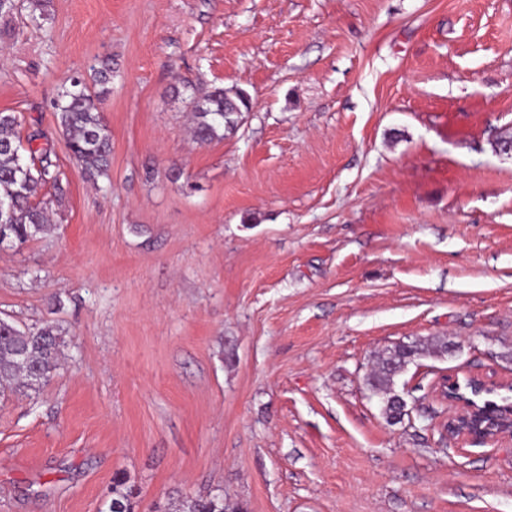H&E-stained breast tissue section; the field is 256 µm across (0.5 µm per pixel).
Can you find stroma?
Instances as JSON below:
<instances>
[{"label": "stroma", "instance_id": "35a3bbf8", "mask_svg": "<svg viewBox=\"0 0 512 512\" xmlns=\"http://www.w3.org/2000/svg\"><path fill=\"white\" fill-rule=\"evenodd\" d=\"M0 37V112L60 171L0 245V318L66 341L0 396V512H512V441L442 437V375L512 380V0H51ZM111 57L108 177L51 107ZM251 99L195 142L185 84ZM447 337L396 380L374 357ZM450 346L455 345L447 337L435 336L427 342H402L375 356L374 369L367 376L366 382L373 393L383 395V412L390 422L400 423L408 415L406 402L394 389L396 377L423 354L445 356ZM175 512H241L239 505L230 506L224 502L221 493L210 494L206 497L187 498L181 501Z\"/></svg>", "mask_w": 512, "mask_h": 512}]
</instances>
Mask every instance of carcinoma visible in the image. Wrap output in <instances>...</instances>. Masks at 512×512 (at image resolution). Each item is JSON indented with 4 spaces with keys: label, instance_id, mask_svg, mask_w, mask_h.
Segmentation results:
<instances>
[{
    "label": "carcinoma",
    "instance_id": "obj_1",
    "mask_svg": "<svg viewBox=\"0 0 512 512\" xmlns=\"http://www.w3.org/2000/svg\"><path fill=\"white\" fill-rule=\"evenodd\" d=\"M49 6L50 0H0V19L9 20L25 11L29 22L39 26L47 19ZM91 70L94 86H89L80 74L70 76L53 101V109L71 156L95 181L108 175L112 155L111 134L97 105L111 92L112 67L105 61ZM188 106L193 114L194 139L204 144L234 129L239 115L249 111L250 101L239 90L216 87L202 95L191 94ZM18 125L14 113L0 112V235L22 246L56 228L50 223L46 207L33 199L41 185H59V176L52 170L50 150L32 147L35 134L28 138L30 161L24 160ZM64 344L62 334L53 325L21 329L0 318V390L36 391L45 386L59 369ZM450 346L447 337L435 336L426 342H402L375 356L374 369L366 382L373 393L383 395V412L390 422L400 423L407 415V404L394 389L396 377L423 354L444 356ZM175 512H241V507L226 504L224 495L217 493L184 499Z\"/></svg>",
    "mask_w": 512,
    "mask_h": 512
}]
</instances>
